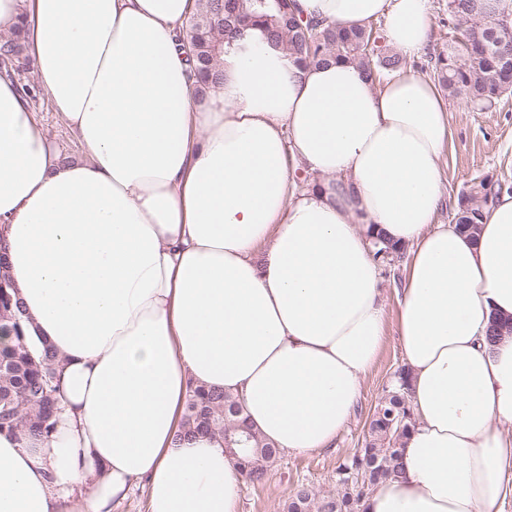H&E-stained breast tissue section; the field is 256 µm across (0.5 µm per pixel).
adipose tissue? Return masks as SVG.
<instances>
[{
    "instance_id": "obj_1",
    "label": "adipose tissue",
    "mask_w": 512,
    "mask_h": 512,
    "mask_svg": "<svg viewBox=\"0 0 512 512\" xmlns=\"http://www.w3.org/2000/svg\"><path fill=\"white\" fill-rule=\"evenodd\" d=\"M385 23L404 62L298 65L260 38L201 89L176 45L194 0H0L75 136L61 156L0 73V253L29 345L61 361L55 428L0 433V512H237L220 440L180 437L191 385L239 396L284 452L332 448L385 340L375 239L409 247L398 342L417 425L359 512H500L512 496V195L437 223L451 136L414 61L429 0H293Z\"/></svg>"
}]
</instances>
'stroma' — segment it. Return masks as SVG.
<instances>
[{
  "label": "stroma",
  "mask_w": 512,
  "mask_h": 512,
  "mask_svg": "<svg viewBox=\"0 0 512 512\" xmlns=\"http://www.w3.org/2000/svg\"><path fill=\"white\" fill-rule=\"evenodd\" d=\"M448 0H429L431 31L418 64L423 75H430L431 56L455 36L448 17ZM18 83L32 85L30 104L38 122L61 146L65 155H74L78 147L70 133L55 117L46 94L37 86L35 70H27ZM451 114L452 140L442 161V190L445 205L441 222L453 221L458 196L480 180L501 185L512 195V95L503 97L496 107L479 111L461 100L447 101ZM404 276L402 262L383 268L381 288L385 301L386 338L374 368L367 376L362 397L352 419L337 439L335 447L302 453L282 454L271 468L262 487L249 483L240 486V512H283V505L293 490L310 484L325 491L336 488L334 472L346 456L360 448L366 424L395 373L406 361L397 338V290Z\"/></svg>",
  "instance_id": "stroma-1"
}]
</instances>
